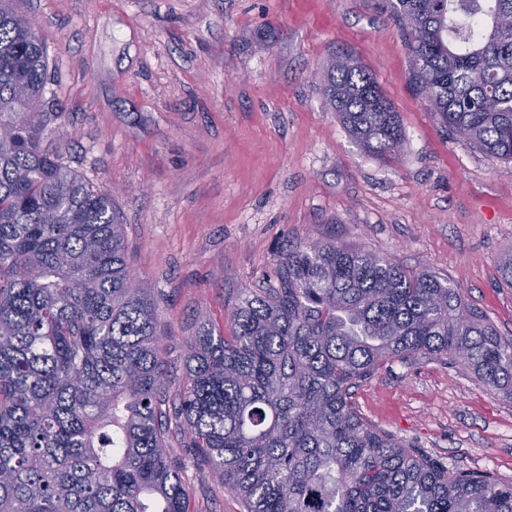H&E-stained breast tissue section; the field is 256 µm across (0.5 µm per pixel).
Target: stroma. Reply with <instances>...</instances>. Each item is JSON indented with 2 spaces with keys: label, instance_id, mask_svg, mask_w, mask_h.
<instances>
[{
  "label": "stroma",
  "instance_id": "stroma-1",
  "mask_svg": "<svg viewBox=\"0 0 512 512\" xmlns=\"http://www.w3.org/2000/svg\"><path fill=\"white\" fill-rule=\"evenodd\" d=\"M48 46L45 143L111 193L129 263L161 301L168 383L185 342L227 328L279 253L310 238L362 247L458 289L512 336V161L441 128L416 93L384 0H17ZM356 55L406 135L362 150L321 93ZM363 416L448 469L512 481V400L436 358L394 361L356 388ZM193 512H242L207 467Z\"/></svg>",
  "mask_w": 512,
  "mask_h": 512
}]
</instances>
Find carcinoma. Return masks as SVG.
<instances>
[{
  "instance_id": "obj_1",
  "label": "carcinoma",
  "mask_w": 512,
  "mask_h": 512,
  "mask_svg": "<svg viewBox=\"0 0 512 512\" xmlns=\"http://www.w3.org/2000/svg\"><path fill=\"white\" fill-rule=\"evenodd\" d=\"M0 0V512H189L173 445L244 512H512V482L450 471L371 424L353 389L445 356L512 400V338L436 276L334 241L278 255L231 335L187 341L167 385L160 304L129 263L112 197L43 147L46 42ZM441 127L512 161V0H387ZM322 93L369 153L405 147L349 53Z\"/></svg>"
}]
</instances>
